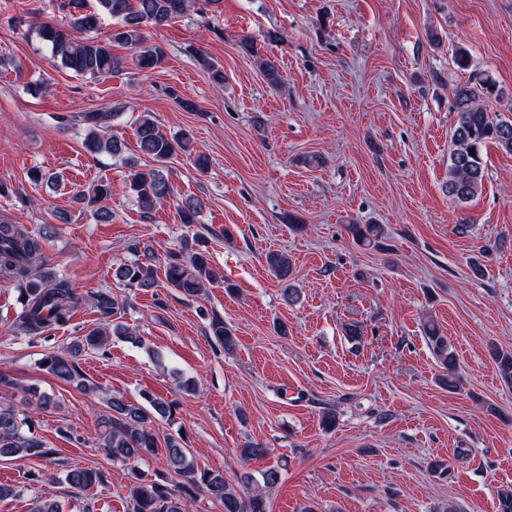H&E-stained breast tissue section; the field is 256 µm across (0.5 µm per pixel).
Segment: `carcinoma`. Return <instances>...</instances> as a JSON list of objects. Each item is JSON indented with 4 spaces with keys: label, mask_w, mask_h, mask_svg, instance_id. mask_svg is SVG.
<instances>
[{
    "label": "carcinoma",
    "mask_w": 512,
    "mask_h": 512,
    "mask_svg": "<svg viewBox=\"0 0 512 512\" xmlns=\"http://www.w3.org/2000/svg\"><path fill=\"white\" fill-rule=\"evenodd\" d=\"M195 5L196 0H96L95 8L91 9L87 0H66L72 16L70 29L41 24L38 35L64 68L82 77L102 78L122 69L123 60L112 53L115 43L135 50L140 68L154 70L163 64L165 51L161 46L147 42L144 26H165L189 13ZM106 17L117 20V24L108 31L104 42L71 33L73 29L95 31ZM259 67L269 87H281L283 77L273 59L259 58ZM494 86L495 83L486 77L477 87L462 86L454 92L457 120L452 134L453 148L448 156L445 190L448 197L458 204L473 200L483 190L486 177L484 147L492 143L512 153V121L493 119L479 104V98L492 93ZM115 116L112 111L72 115L74 124L85 128L83 145L89 152L107 153L114 157L123 153L124 143L106 134ZM135 136L139 152L156 163L148 171L131 173L130 188L140 206L147 211L166 204L174 197V188L166 170L168 160L182 154L198 170L208 168L207 156L197 151L189 131L170 137L149 113L140 116ZM110 195V183L101 180L86 189L75 190L74 199L81 207L93 209L98 223L110 224L112 211L103 205ZM204 207L205 201L198 197L181 199L177 205L181 223H196ZM349 230L364 246L376 245L384 233L378 224H351ZM202 243L198 237L180 250L169 253L164 265L166 282L187 298L202 295L215 279L208 252L201 247ZM265 261L272 274L286 284L284 292L288 300L297 301L299 293L290 284L292 267L288 257L270 252ZM43 265L41 238L31 234L23 224H0V276L15 281L21 293L29 296L14 324L19 334L37 335L53 325L66 324L84 303L82 296L64 278L55 277L48 284L40 285L38 280L44 278ZM115 276L132 288H153L157 283L156 260L147 254L142 260L137 258L116 269ZM91 304L101 315V327L77 340L67 351L48 352L40 360L46 371L61 381L71 383L79 377L77 357L84 349L102 350L109 344L111 336H128L123 324L111 320L120 311L112 293L93 295ZM208 332L225 350L235 346L234 333L223 318L212 317ZM423 332L433 354L448 371L444 384L450 389L456 388L459 382L457 358L448 338L431 321L424 324ZM494 359L502 381L512 386V351H498ZM12 386L13 383L0 375V457L50 458L52 449L45 447L43 439L32 429L28 416L3 402L7 395L5 389ZM106 403L110 414L103 418L100 439L112 460L135 465L155 455L158 439L151 424L157 415L171 416L172 403L149 396L143 403L131 402L116 395ZM164 447L166 470L178 476L179 481L170 483L161 478H139L127 495L129 512H186L188 500L199 491H205L219 501L224 512H267L264 489L278 482L280 473L277 468L265 470L260 484L246 476L242 486L238 487L230 484L223 473L199 467L181 434L166 437ZM66 480L72 487L84 490L99 482L101 473L91 468H75L68 471Z\"/></svg>",
    "instance_id": "carcinoma-1"
}]
</instances>
